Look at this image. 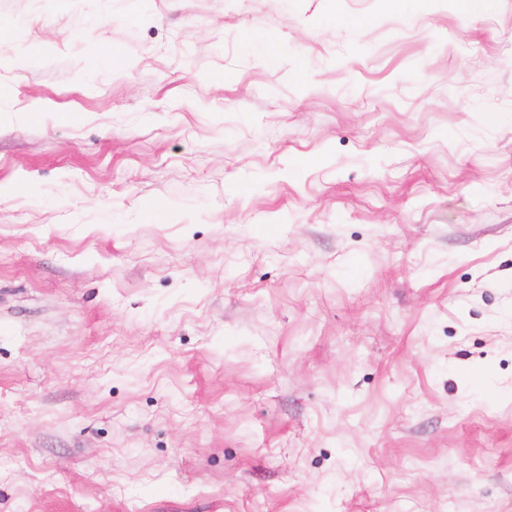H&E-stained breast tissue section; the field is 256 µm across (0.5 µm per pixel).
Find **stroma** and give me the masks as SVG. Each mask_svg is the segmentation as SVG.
<instances>
[{
  "label": "stroma",
  "mask_w": 512,
  "mask_h": 512,
  "mask_svg": "<svg viewBox=\"0 0 512 512\" xmlns=\"http://www.w3.org/2000/svg\"><path fill=\"white\" fill-rule=\"evenodd\" d=\"M0 0V512H512V0Z\"/></svg>",
  "instance_id": "35a3bbf8"
}]
</instances>
